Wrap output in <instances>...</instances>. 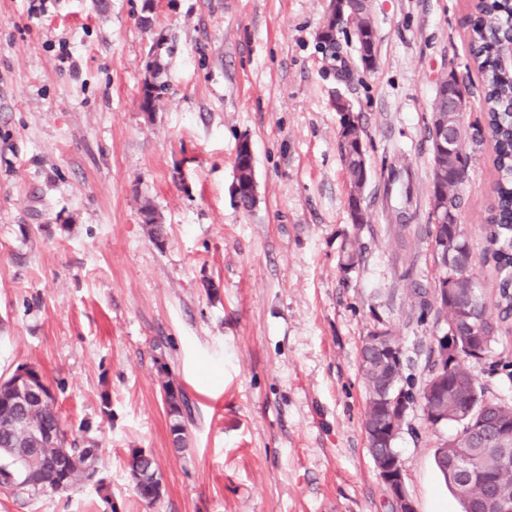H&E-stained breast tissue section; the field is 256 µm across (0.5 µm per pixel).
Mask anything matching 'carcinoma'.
Returning <instances> with one entry per match:
<instances>
[{
    "mask_svg": "<svg viewBox=\"0 0 512 512\" xmlns=\"http://www.w3.org/2000/svg\"><path fill=\"white\" fill-rule=\"evenodd\" d=\"M470 21L469 49L473 64L480 75V96L484 101L482 119L472 123L463 116L448 111L455 91L436 92L432 109L448 112V138L453 141L452 152L444 153L431 143L432 193L430 208L438 202L437 189L448 191V206L460 213L464 201L460 185L455 180L458 169L471 165L472 160L491 148L496 171L493 199L483 224L486 247L483 259L492 264L496 272V296L488 306L484 287L473 272L474 257L461 224H432L431 237L435 242L437 275L448 277V299L436 307L440 317L448 318V330L458 337L459 351L448 354V396L428 401L423 408L424 421L433 426L432 417L440 416L444 424H456L460 432L469 436L470 465L459 478L469 484L472 498L462 501V512H497L500 498L512 500V470L500 471L497 457L484 453L480 445L495 439L505 424L512 425V403L489 398L476 384L472 365L494 354L504 334L512 332V65L501 56L500 38L512 29V0H473ZM354 32L372 26L369 12L358 4L353 16L344 18ZM173 46L165 44L157 51L146 68L151 80L144 81L142 97L152 98L154 111L167 92L163 79ZM340 151L349 177L350 186L357 187L366 177L362 161L351 147L362 138V129L354 125L339 131ZM150 236L161 239L163 225L157 222L154 209L146 204L142 208ZM360 367L366 390V410L363 429L370 455L388 457L395 451L394 442L377 441L372 434L385 427L382 393L396 390L402 385L403 360L394 366L386 364L380 348L365 338L360 351ZM12 377L0 376V448H33L43 484L39 487L19 485L0 490L9 495L38 497L45 492L65 491L80 487L96 470L98 454L87 456L84 446L88 432L79 428L76 434L62 421L54 393L43 388L44 399L20 405L15 401L10 383ZM170 392L168 415L173 445H185L184 410L187 402L183 391ZM462 448L455 440L446 441V447H437L434 461L443 471V458L453 460ZM130 473L137 495L151 504L146 492L160 486L157 464L149 456L132 453Z\"/></svg>",
    "mask_w": 512,
    "mask_h": 512,
    "instance_id": "carcinoma-1",
    "label": "carcinoma"
}]
</instances>
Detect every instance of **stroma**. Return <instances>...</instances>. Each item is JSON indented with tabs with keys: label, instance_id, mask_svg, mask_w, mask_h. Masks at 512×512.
<instances>
[{
	"label": "stroma",
	"instance_id": "stroma-1",
	"mask_svg": "<svg viewBox=\"0 0 512 512\" xmlns=\"http://www.w3.org/2000/svg\"><path fill=\"white\" fill-rule=\"evenodd\" d=\"M0 0V375L31 364L69 426L101 444L107 489L0 494V512H391L369 454L360 348L398 336L404 375L429 373L428 126L437 82L469 63L467 0H370L373 71L352 29L318 42L329 0ZM173 41L156 112L140 109L155 31ZM70 62H61V52ZM364 131L366 222L347 210L336 96ZM258 203L229 188L241 138ZM495 177L478 157L460 222L481 259ZM151 202L164 225L153 241ZM358 239L362 262L339 258ZM192 412L175 449L163 399ZM109 398L111 415L100 411ZM410 406L395 448L417 512H461ZM163 490L135 493L131 453Z\"/></svg>",
	"mask_w": 512,
	"mask_h": 512
}]
</instances>
